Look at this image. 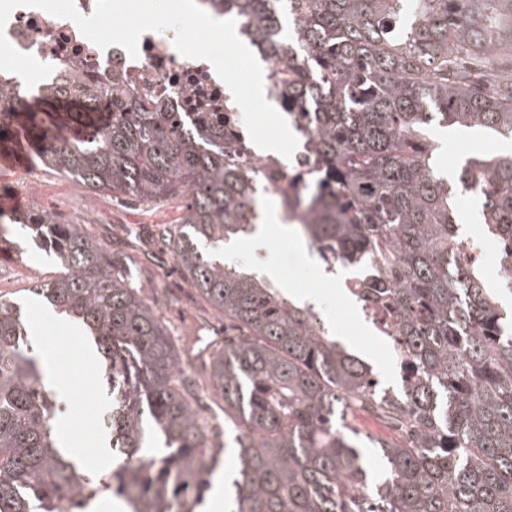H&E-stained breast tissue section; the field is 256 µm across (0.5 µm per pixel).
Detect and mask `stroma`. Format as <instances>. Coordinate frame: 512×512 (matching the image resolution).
Returning a JSON list of instances; mask_svg holds the SVG:
<instances>
[{"instance_id": "stroma-1", "label": "stroma", "mask_w": 512, "mask_h": 512, "mask_svg": "<svg viewBox=\"0 0 512 512\" xmlns=\"http://www.w3.org/2000/svg\"><path fill=\"white\" fill-rule=\"evenodd\" d=\"M428 135L437 145L434 163L448 176L455 175L466 158L482 150L512 156V140L480 138L473 132L439 124L431 125ZM23 205L38 207L63 221L94 225L98 237L108 243L121 242L133 261L143 260L149 251L158 253L160 261L154 269L156 285L166 289L170 297L168 303L162 304L161 311L170 322L173 334L180 336L197 330L202 336L213 338L217 319L203 311L197 295L179 272L173 271L170 255L163 253L161 244L152 236L154 225L177 223L180 211L172 207L149 211L106 192L92 198L77 180L48 170L40 179L37 199H24ZM278 205L273 196L260 197L257 228L262 237L257 247L249 254L226 257V264L251 268L259 275L269 276L271 283L286 293L309 297L337 339L347 347L358 348L385 386L398 389L399 370L384 337L374 331L361 308L342 290L350 270L339 269L333 276L324 272L321 260L304 262L296 249L297 235H283L279 224L267 220L269 209ZM459 206L473 214L472 220L463 224L466 235L477 234L482 238L485 284L497 292L502 306L510 311L512 293L504 288L496 243L479 217L480 201L477 196L463 192L459 195ZM19 244V249L0 252V291L11 294L21 308L29 333L28 355L38 360L48 380L64 385L69 393V403L59 406L57 412L60 435L69 436L81 448L85 457L81 468L86 474L95 476L110 471L118 459L110 448L101 445L106 435L100 428V417L111 402L96 372L87 370L84 364L82 354L89 349L90 341L77 337L73 323L59 319L28 297L26 289L30 280L37 276L53 279L55 265L34 241L23 238Z\"/></svg>"}]
</instances>
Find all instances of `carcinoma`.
Listing matches in <instances>:
<instances>
[{
	"label": "carcinoma",
	"mask_w": 512,
	"mask_h": 512,
	"mask_svg": "<svg viewBox=\"0 0 512 512\" xmlns=\"http://www.w3.org/2000/svg\"><path fill=\"white\" fill-rule=\"evenodd\" d=\"M264 48L274 98L303 125L308 161L273 178L232 146L215 112L155 102L125 112H26L38 163L147 208L185 282L238 331L177 348L144 283L156 275L86 224L39 210L0 218L49 249L57 276L29 291L81 322L104 358L111 447L148 468L81 472L54 425L55 396L24 349L20 309L0 293V512H84L105 485L128 512H198L223 451L227 512H512V320L484 287L456 223L458 193L482 201L500 264L512 265V157L476 154L448 182L433 123L512 139V0H228ZM278 196L325 270L358 269L351 295L385 315L401 389H383L312 304L205 245L255 231L258 192ZM188 362L189 368L182 367ZM224 401V434L194 407ZM398 438L368 437L360 412Z\"/></svg>",
	"instance_id": "1"
}]
</instances>
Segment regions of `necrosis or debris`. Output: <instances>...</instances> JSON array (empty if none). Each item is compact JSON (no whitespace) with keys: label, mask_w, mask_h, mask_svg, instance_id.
I'll list each match as a JSON object with an SVG mask.
<instances>
[{"label":"necrosis or debris","mask_w":512,"mask_h":512,"mask_svg":"<svg viewBox=\"0 0 512 512\" xmlns=\"http://www.w3.org/2000/svg\"><path fill=\"white\" fill-rule=\"evenodd\" d=\"M5 35L19 52L52 66V73L34 85L33 92L64 106L118 112L128 102L150 99L166 112H220L230 97L209 62L176 50L171 30L143 33L133 57L119 45L96 46L71 20L18 6L8 17ZM116 85L123 88L122 96H113Z\"/></svg>","instance_id":"obj_1"}]
</instances>
